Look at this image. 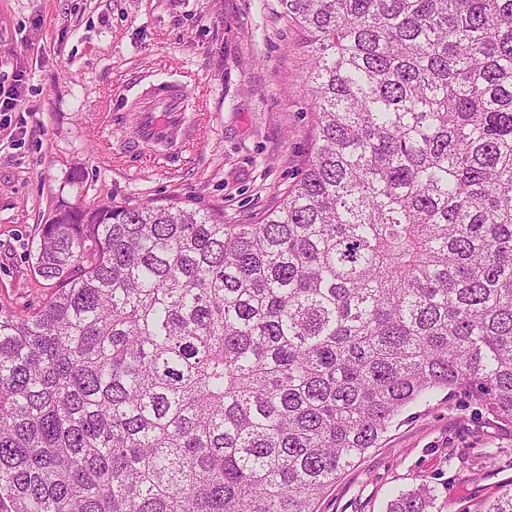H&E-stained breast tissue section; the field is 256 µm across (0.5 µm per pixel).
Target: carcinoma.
I'll list each match as a JSON object with an SVG mask.
<instances>
[{"label": "carcinoma", "mask_w": 512, "mask_h": 512, "mask_svg": "<svg viewBox=\"0 0 512 512\" xmlns=\"http://www.w3.org/2000/svg\"><path fill=\"white\" fill-rule=\"evenodd\" d=\"M279 2L308 36L304 169L258 224L42 226L54 293L0 308V512H316L444 390L512 432V0Z\"/></svg>", "instance_id": "1"}]
</instances>
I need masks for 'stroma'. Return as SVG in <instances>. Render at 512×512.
<instances>
[{"instance_id":"stroma-1","label":"stroma","mask_w":512,"mask_h":512,"mask_svg":"<svg viewBox=\"0 0 512 512\" xmlns=\"http://www.w3.org/2000/svg\"><path fill=\"white\" fill-rule=\"evenodd\" d=\"M307 35L278 0H0V308L27 313L54 291L33 267L59 209L178 203L254 224L301 172L312 134ZM193 88L194 143L132 155L142 93ZM475 402L440 394L405 411L345 470L316 512H387L430 486L433 512H484L512 488V436Z\"/></svg>"}]
</instances>
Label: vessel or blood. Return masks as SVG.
I'll return each instance as SVG.
<instances>
[{
  "label": "vessel or blood",
  "mask_w": 512,
  "mask_h": 512,
  "mask_svg": "<svg viewBox=\"0 0 512 512\" xmlns=\"http://www.w3.org/2000/svg\"><path fill=\"white\" fill-rule=\"evenodd\" d=\"M186 93L171 86L160 89L157 98L147 100L139 116L136 148L163 140L172 152H181L194 140V129L184 119Z\"/></svg>",
  "instance_id": "obj_1"
}]
</instances>
